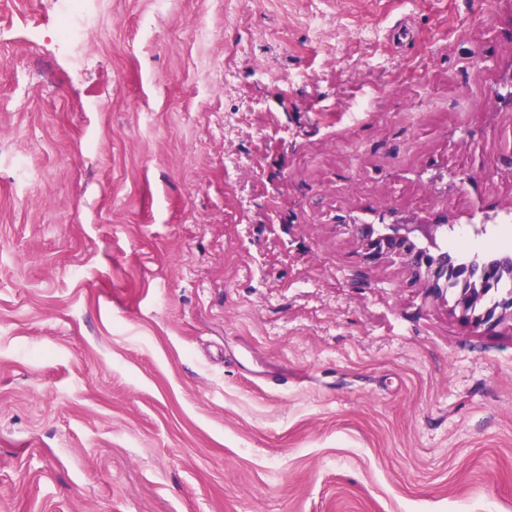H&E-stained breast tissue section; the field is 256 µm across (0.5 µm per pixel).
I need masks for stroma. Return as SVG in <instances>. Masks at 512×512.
Instances as JSON below:
<instances>
[{
  "label": "stroma",
  "instance_id": "stroma-1",
  "mask_svg": "<svg viewBox=\"0 0 512 512\" xmlns=\"http://www.w3.org/2000/svg\"><path fill=\"white\" fill-rule=\"evenodd\" d=\"M88 2L0 0V512H512V325L345 229L512 233V0ZM85 0H58L59 35L67 41H85L88 33L84 23Z\"/></svg>",
  "mask_w": 512,
  "mask_h": 512
}]
</instances>
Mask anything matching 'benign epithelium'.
Returning a JSON list of instances; mask_svg holds the SVG:
<instances>
[{
	"label": "benign epithelium",
	"instance_id": "benign-epithelium-1",
	"mask_svg": "<svg viewBox=\"0 0 512 512\" xmlns=\"http://www.w3.org/2000/svg\"><path fill=\"white\" fill-rule=\"evenodd\" d=\"M346 229L366 259L399 263L433 299L445 301L448 290H455L451 311L459 312L461 319L474 327L512 323L511 292L484 306L496 280L512 276L511 255L476 257L467 265L457 263L456 255L439 247L454 229L445 218L427 223L405 215L380 229L373 224H348Z\"/></svg>",
	"mask_w": 512,
	"mask_h": 512
}]
</instances>
